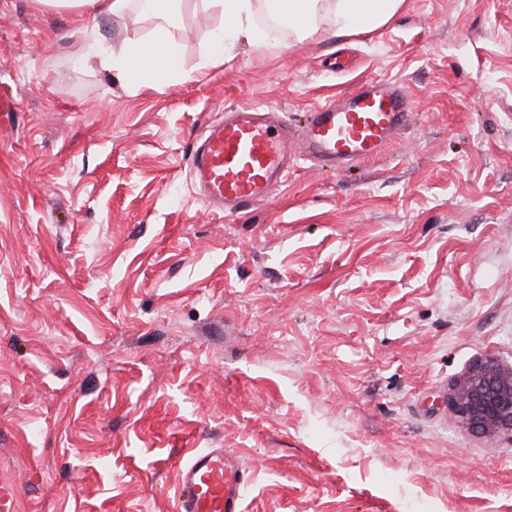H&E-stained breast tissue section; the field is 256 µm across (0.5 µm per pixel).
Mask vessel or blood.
Here are the masks:
<instances>
[{
    "mask_svg": "<svg viewBox=\"0 0 512 512\" xmlns=\"http://www.w3.org/2000/svg\"><path fill=\"white\" fill-rule=\"evenodd\" d=\"M412 118L402 84L371 80L316 106L299 133L256 108L226 112L191 156L192 187L206 204L241 213L283 183L293 150L338 167L377 157ZM247 472L238 456L201 450L179 468L178 512H242Z\"/></svg>",
    "mask_w": 512,
    "mask_h": 512,
    "instance_id": "b4317fda",
    "label": "vessel or blood"
}]
</instances>
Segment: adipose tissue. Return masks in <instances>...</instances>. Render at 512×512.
Segmentation results:
<instances>
[{"label":"adipose tissue","mask_w":512,"mask_h":512,"mask_svg":"<svg viewBox=\"0 0 512 512\" xmlns=\"http://www.w3.org/2000/svg\"><path fill=\"white\" fill-rule=\"evenodd\" d=\"M224 16L219 32L222 54H232L242 39L254 34V0H212ZM402 0H263V11L288 23L289 31L300 37L316 33L323 21H330L337 32L373 29L385 24L397 12ZM184 0H152L150 16L155 18L160 34L148 42H125L119 47L91 45L86 60L127 74L148 72L164 81L178 73L177 53L162 29L176 22Z\"/></svg>","instance_id":"ef3b65f1"}]
</instances>
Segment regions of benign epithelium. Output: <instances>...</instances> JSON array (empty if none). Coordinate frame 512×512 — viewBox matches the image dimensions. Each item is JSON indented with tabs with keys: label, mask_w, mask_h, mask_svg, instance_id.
Returning a JSON list of instances; mask_svg holds the SVG:
<instances>
[{
	"label": "benign epithelium",
	"mask_w": 512,
	"mask_h": 512,
	"mask_svg": "<svg viewBox=\"0 0 512 512\" xmlns=\"http://www.w3.org/2000/svg\"><path fill=\"white\" fill-rule=\"evenodd\" d=\"M450 400L474 428L512 427V368L505 369L492 359L475 365L453 386Z\"/></svg>",
	"instance_id": "7a95c632"
}]
</instances>
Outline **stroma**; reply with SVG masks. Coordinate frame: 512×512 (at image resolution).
Instances as JSON below:
<instances>
[{"instance_id": "35a3bbf8", "label": "stroma", "mask_w": 512, "mask_h": 512, "mask_svg": "<svg viewBox=\"0 0 512 512\" xmlns=\"http://www.w3.org/2000/svg\"><path fill=\"white\" fill-rule=\"evenodd\" d=\"M186 0L179 77L80 60L149 40L0 0V484L14 512H177L192 449L234 452L243 512H512V431L448 395L512 367V0H403L384 25L223 58ZM410 126L343 169L304 157L227 216L190 152L226 111L288 124L369 79Z\"/></svg>"}]
</instances>
